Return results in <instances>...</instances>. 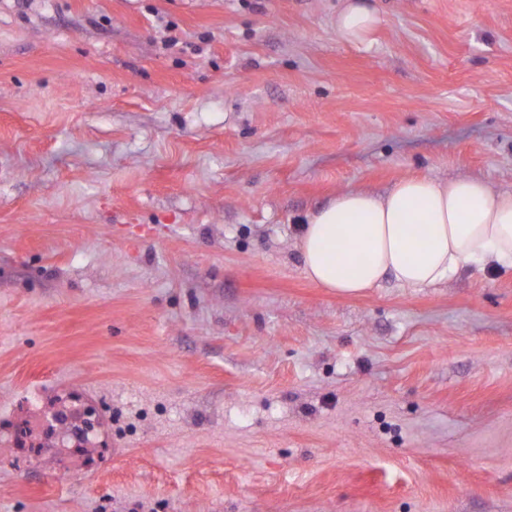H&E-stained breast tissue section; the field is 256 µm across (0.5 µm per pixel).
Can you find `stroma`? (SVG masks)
Segmentation results:
<instances>
[{"instance_id":"obj_1","label":"stroma","mask_w":512,"mask_h":512,"mask_svg":"<svg viewBox=\"0 0 512 512\" xmlns=\"http://www.w3.org/2000/svg\"><path fill=\"white\" fill-rule=\"evenodd\" d=\"M0 0V512H512V270L309 280L348 189L512 191V0ZM94 405L105 445H15ZM334 22L336 34L348 42H367L380 22L368 0H342Z\"/></svg>"}]
</instances>
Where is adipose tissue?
Masks as SVG:
<instances>
[{
  "label": "adipose tissue",
  "instance_id": "obj_1",
  "mask_svg": "<svg viewBox=\"0 0 512 512\" xmlns=\"http://www.w3.org/2000/svg\"><path fill=\"white\" fill-rule=\"evenodd\" d=\"M379 22L368 0H343L334 25L343 40L365 42ZM298 247L312 281L346 294L388 277L429 288L467 263L512 268V192L427 175L405 177L383 195L348 190L308 215Z\"/></svg>",
  "mask_w": 512,
  "mask_h": 512
}]
</instances>
